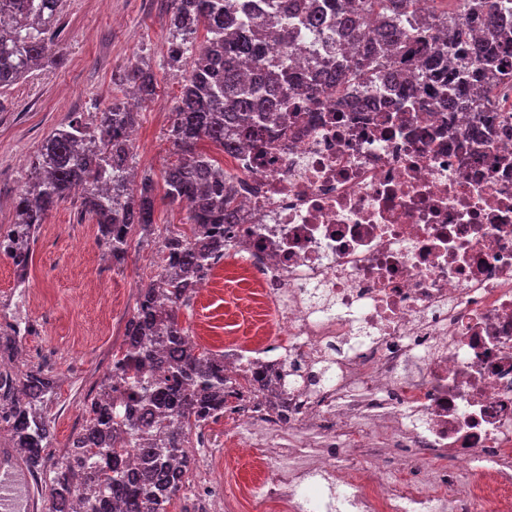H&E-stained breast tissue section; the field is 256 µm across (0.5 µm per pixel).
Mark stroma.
<instances>
[{"label": "stroma", "instance_id": "1", "mask_svg": "<svg viewBox=\"0 0 512 512\" xmlns=\"http://www.w3.org/2000/svg\"><path fill=\"white\" fill-rule=\"evenodd\" d=\"M168 22L165 0H64L62 61L40 67L8 90L0 111V225L13 223L31 159L49 133L77 112L93 119L122 97L121 76L141 55L150 59L157 88L139 109L134 146L140 170L162 185L166 168L179 160L167 129L182 88L181 73L167 64ZM186 221L181 207L157 200L154 234L134 231L123 263L116 266L97 246V226L74 197L42 224L25 282H18L13 261L0 255V307L17 310L29 325L20 338L24 364L42 367L56 382L47 408L53 446L38 477L28 480L41 493L40 512H50L52 465L80 430L84 406L124 343L142 288L158 270L166 227ZM241 293L234 283L201 290L179 319L197 343L223 350L225 336L242 322ZM193 457L188 478L194 482L218 487L227 477L242 476L240 459L225 457L223 448H200Z\"/></svg>", "mask_w": 512, "mask_h": 512}]
</instances>
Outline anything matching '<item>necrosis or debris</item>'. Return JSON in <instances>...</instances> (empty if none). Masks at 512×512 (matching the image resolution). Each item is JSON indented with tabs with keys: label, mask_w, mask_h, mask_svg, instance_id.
<instances>
[{
	"label": "necrosis or debris",
	"mask_w": 512,
	"mask_h": 512,
	"mask_svg": "<svg viewBox=\"0 0 512 512\" xmlns=\"http://www.w3.org/2000/svg\"><path fill=\"white\" fill-rule=\"evenodd\" d=\"M274 51L336 62L309 32ZM493 94L477 137L439 100L425 123L292 96L287 132L225 157L224 279L258 312L224 341V447L257 478L207 512H321L323 484L354 512H512V88Z\"/></svg>",
	"instance_id": "obj_1"
}]
</instances>
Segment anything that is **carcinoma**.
<instances>
[{
    "mask_svg": "<svg viewBox=\"0 0 512 512\" xmlns=\"http://www.w3.org/2000/svg\"><path fill=\"white\" fill-rule=\"evenodd\" d=\"M275 0L262 14L254 0H169L168 65L184 72L168 139L181 154L163 176V200L191 204L189 230L167 228L161 265L142 289L128 321L125 348L96 395L84 424L52 469L51 512H168L192 463L193 433L224 412V353L194 342L179 320L204 274L224 259V225L236 223L237 189L224 168L199 148L225 154L260 147L285 125L296 86L310 99L332 90H362V109H419L448 99V110L482 107L490 84L504 81L502 48L512 44V0ZM62 0H0V90L60 58ZM315 32L336 29L334 69L294 70L285 61L243 65L269 51L268 39L293 43L296 14ZM140 101L156 91L146 61L126 73ZM138 113L116 98L92 122L77 112L45 139L16 201V218L0 229V254L28 268L30 242L49 212L81 189V207L98 226V241L114 264L123 262L136 227L150 233L156 188L138 176L130 132ZM20 323H0V430L28 470L53 447L42 411L55 393L40 368L15 374Z\"/></svg>",
    "mask_w": 512,
    "mask_h": 512,
    "instance_id": "1",
    "label": "carcinoma"
}]
</instances>
